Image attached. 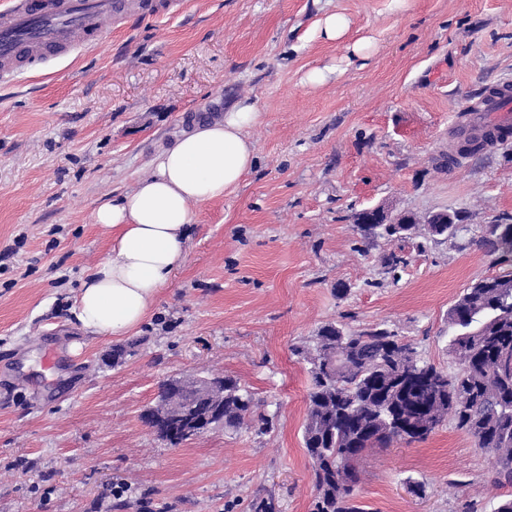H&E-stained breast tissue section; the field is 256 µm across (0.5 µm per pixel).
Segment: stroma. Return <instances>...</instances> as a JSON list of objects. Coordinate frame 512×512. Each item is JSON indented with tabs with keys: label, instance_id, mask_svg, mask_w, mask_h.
<instances>
[{
	"label": "stroma",
	"instance_id": "obj_1",
	"mask_svg": "<svg viewBox=\"0 0 512 512\" xmlns=\"http://www.w3.org/2000/svg\"><path fill=\"white\" fill-rule=\"evenodd\" d=\"M347 17L339 41L326 14ZM371 45L367 62L352 52ZM326 70L322 84L308 73ZM512 82V0H184L106 26L80 54L0 82V512H310L302 444L311 381L294 350L328 322L381 325L455 371L448 309L506 268L483 243L512 217V140L438 169L463 99ZM242 103L262 118L237 190L193 205L183 268L129 336L85 333L79 285L110 253L98 206L133 190L158 153ZM383 204L462 212L454 241L352 223ZM404 261L386 273L382 258ZM55 353L48 368L47 353ZM231 375L266 429L216 428L173 447L146 424L161 381ZM371 512H493L512 486L445 423L366 453ZM130 485L119 500L115 481ZM347 30L348 21L343 15L331 13L326 15L321 21L320 34L326 40H339L346 35ZM362 210L353 213L352 221L359 231L361 239L366 245H373L378 238L397 235L396 231L391 230L390 227H383V225L395 223L394 217L396 216V213H394L392 209L385 205H377L371 208H366V210L374 211L377 214L379 220H381L382 224H370L364 214L361 212Z\"/></svg>",
	"mask_w": 512,
	"mask_h": 512
}]
</instances>
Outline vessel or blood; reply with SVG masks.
Instances as JSON below:
<instances>
[{"instance_id":"obj_1","label":"vessel or blood","mask_w":512,"mask_h":512,"mask_svg":"<svg viewBox=\"0 0 512 512\" xmlns=\"http://www.w3.org/2000/svg\"><path fill=\"white\" fill-rule=\"evenodd\" d=\"M179 0H16L0 12V80L11 77L22 61L49 53L74 54L92 44L111 21L133 10L151 16L173 11ZM481 111L463 105L456 112L457 133L468 136L494 130L512 132V85L500 86Z\"/></svg>"}]
</instances>
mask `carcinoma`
Returning <instances> with one entry per match:
<instances>
[{
	"label": "carcinoma",
	"mask_w": 512,
	"mask_h": 512,
	"mask_svg": "<svg viewBox=\"0 0 512 512\" xmlns=\"http://www.w3.org/2000/svg\"><path fill=\"white\" fill-rule=\"evenodd\" d=\"M352 221L368 246L396 235L360 211ZM496 282L491 276L474 283L448 309V353L458 365L453 374L419 359L415 380L399 374V356L414 348L379 325L347 331L329 322L311 346L297 351L310 365L303 444L314 477L312 512H369L356 493L358 459L397 440L423 441L447 420L491 456L495 481L512 485V368L506 363L512 296L502 295ZM212 381L224 404L200 434L219 425L234 431L251 424L252 393L230 376ZM148 424L172 446L189 441L180 429Z\"/></svg>",
	"instance_id": "cac0c4a2"
}]
</instances>
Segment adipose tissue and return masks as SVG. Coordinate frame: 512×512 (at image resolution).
<instances>
[{"label":"adipose tissue","instance_id":"1","mask_svg":"<svg viewBox=\"0 0 512 512\" xmlns=\"http://www.w3.org/2000/svg\"><path fill=\"white\" fill-rule=\"evenodd\" d=\"M260 120L245 103L196 124L160 151L133 191L98 207L94 222L110 232V253L78 290L73 314L86 332L125 336L144 323L186 260L193 205L231 193L253 168L248 130Z\"/></svg>","mask_w":512,"mask_h":512}]
</instances>
